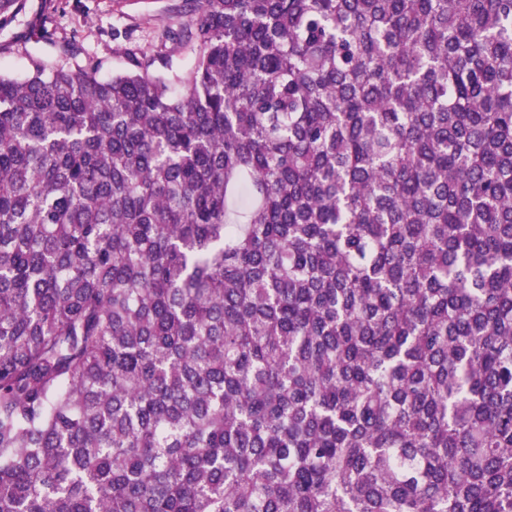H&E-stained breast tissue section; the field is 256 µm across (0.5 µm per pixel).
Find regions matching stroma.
Wrapping results in <instances>:
<instances>
[{
	"label": "stroma",
	"mask_w": 512,
	"mask_h": 512,
	"mask_svg": "<svg viewBox=\"0 0 512 512\" xmlns=\"http://www.w3.org/2000/svg\"><path fill=\"white\" fill-rule=\"evenodd\" d=\"M183 0H28L6 29L0 30V73L25 78L31 61L53 53V45L39 41L33 23L44 22L57 42L75 41L81 60L100 67L109 77L129 69L131 55H169L186 63L187 50L177 49L166 37V29L179 13Z\"/></svg>",
	"instance_id": "35a3bbf8"
}]
</instances>
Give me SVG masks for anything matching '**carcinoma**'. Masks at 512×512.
I'll list each match as a JSON object with an SVG mask.
<instances>
[{"label":"carcinoma","instance_id":"cac0c4a2","mask_svg":"<svg viewBox=\"0 0 512 512\" xmlns=\"http://www.w3.org/2000/svg\"><path fill=\"white\" fill-rule=\"evenodd\" d=\"M184 9L0 74V512H512V0Z\"/></svg>","mask_w":512,"mask_h":512}]
</instances>
